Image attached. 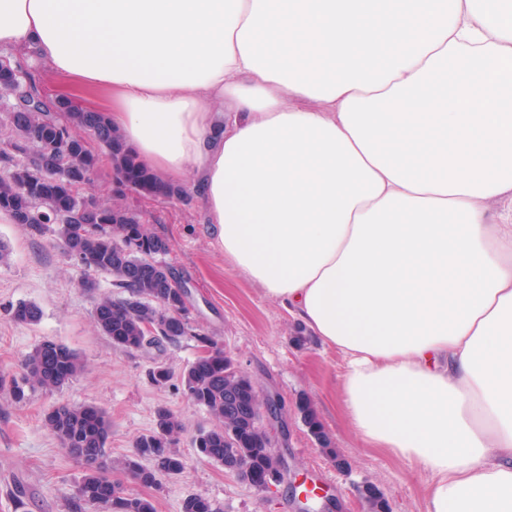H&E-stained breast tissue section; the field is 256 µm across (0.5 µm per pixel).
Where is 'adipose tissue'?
I'll use <instances>...</instances> for the list:
<instances>
[{"label": "adipose tissue", "instance_id": "ef3b65f1", "mask_svg": "<svg viewBox=\"0 0 512 512\" xmlns=\"http://www.w3.org/2000/svg\"><path fill=\"white\" fill-rule=\"evenodd\" d=\"M344 359L427 512H512V0H0Z\"/></svg>", "mask_w": 512, "mask_h": 512}]
</instances>
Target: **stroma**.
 Wrapping results in <instances>:
<instances>
[{"mask_svg":"<svg viewBox=\"0 0 512 512\" xmlns=\"http://www.w3.org/2000/svg\"><path fill=\"white\" fill-rule=\"evenodd\" d=\"M124 204L169 240L165 261L188 290L193 326L235 359L262 402L274 404V413L263 415L262 427L287 460L288 476L264 493L198 455L192 439L213 419L188 400L177 377L201 354L196 339L135 351L113 346L94 322L95 297L119 293L112 276L75 264L52 234L32 235L20 225L0 223V244L9 252L0 262V376L20 377L24 356L47 340L67 346L84 364L64 387L31 389L21 401L8 388L0 389V512H73L83 469L43 424L45 413L60 404H93L105 411L111 425L106 445L113 463L110 479L124 495L152 499L156 512H180L190 494L208 498L219 512H299V477L323 490L315 512H369L362 494L366 485L384 493L390 512H426L430 478L423 466L383 448L364 447L342 410L341 355L315 339L294 344L295 323L287 310L225 260L191 189L178 199L130 193ZM21 303L40 308L37 323H19L8 315L9 306ZM157 362L176 374L161 388L148 378ZM303 399L343 456L344 467H337L310 435L297 409ZM161 406L185 425L178 448L186 467L146 487L117 463L134 454L136 441L153 428Z\"/></svg>","mask_w":512,"mask_h":512,"instance_id":"stroma-1","label":"stroma"}]
</instances>
